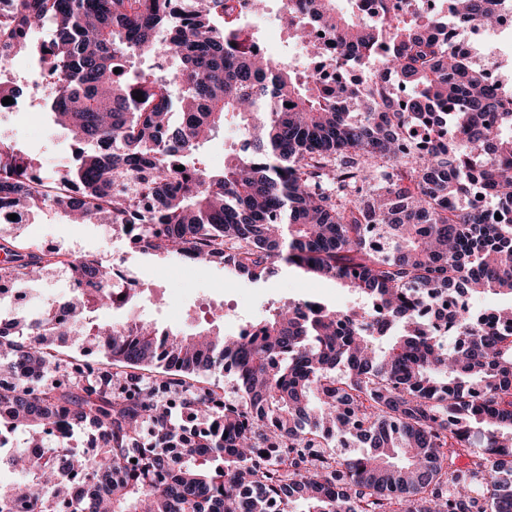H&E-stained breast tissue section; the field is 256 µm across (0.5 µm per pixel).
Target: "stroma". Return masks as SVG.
Listing matches in <instances>:
<instances>
[{
    "mask_svg": "<svg viewBox=\"0 0 512 512\" xmlns=\"http://www.w3.org/2000/svg\"><path fill=\"white\" fill-rule=\"evenodd\" d=\"M0 136L19 143L52 171L69 160L75 149L67 134L53 125L48 115L40 117V132L27 136L12 117L0 118ZM0 235L19 241L40 238L45 249L71 255L100 253L120 261L129 276L149 297L142 315L161 328L191 332L210 325L223 327L225 307L236 310L239 321L266 317L271 310L315 294L332 309L357 305L358 299L332 278L317 277L303 269L278 263L275 273L253 282L225 273L223 266L196 267L183 275L174 258L141 254L126 246L122 232L104 224H74L54 213L24 216L18 224H0Z\"/></svg>",
    "mask_w": 512,
    "mask_h": 512,
    "instance_id": "35a3bbf8",
    "label": "stroma"
}]
</instances>
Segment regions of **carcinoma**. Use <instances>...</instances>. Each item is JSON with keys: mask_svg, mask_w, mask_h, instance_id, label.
I'll return each instance as SVG.
<instances>
[{"mask_svg": "<svg viewBox=\"0 0 512 512\" xmlns=\"http://www.w3.org/2000/svg\"><path fill=\"white\" fill-rule=\"evenodd\" d=\"M9 2L0 53L52 66L42 107L78 151L46 173L0 138V210L131 224L144 253L252 280L284 261L361 304L313 317L293 301L248 341L93 324L90 309L112 307V262L1 238L0 279L62 265L82 292L0 325V377L11 379L0 408L38 437L14 449L31 483L0 485V512L20 498L54 512L69 496L71 512H267L271 501L288 512L299 500L304 512H512V330L456 311L457 342L445 345L413 316L422 300L466 291L505 299L495 309L512 317V224L460 204L478 183L512 209V107L448 50L442 9L370 0L377 20L357 22L334 0H279L288 39L310 41L314 23L364 62L370 76L357 85L261 54L259 33L231 18L259 0ZM496 2L454 0L455 21L492 29ZM229 116L244 142L214 171L200 150ZM411 124L451 136L422 152L404 137ZM374 224L387 233L379 249ZM374 301L388 317L370 318ZM60 336L82 337L106 362L59 357ZM60 367L65 382L30 381ZM215 368L234 375L237 400L192 379ZM170 395L208 423L204 434L185 436ZM59 422L100 444L77 453L62 440L44 461L40 437ZM345 437L371 450L336 454ZM75 471L84 484L73 494Z\"/></svg>", "mask_w": 512, "mask_h": 512, "instance_id": "obj_1", "label": "carcinoma"}]
</instances>
